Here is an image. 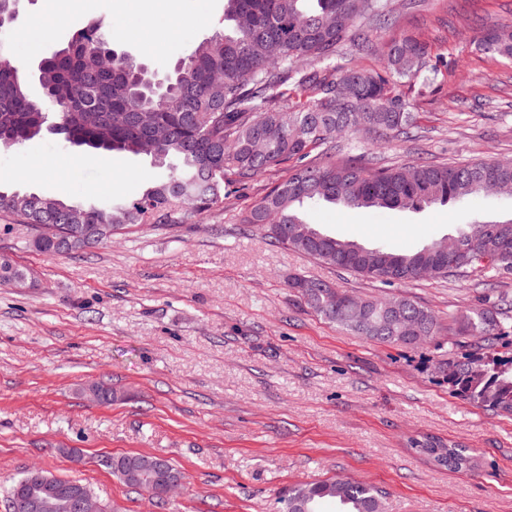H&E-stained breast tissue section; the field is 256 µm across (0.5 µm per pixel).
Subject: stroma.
Segmentation results:
<instances>
[{"label":"stroma","mask_w":512,"mask_h":512,"mask_svg":"<svg viewBox=\"0 0 512 512\" xmlns=\"http://www.w3.org/2000/svg\"><path fill=\"white\" fill-rule=\"evenodd\" d=\"M125 7L66 0L27 71L94 16L106 19L114 49L162 72L223 27L224 0H180L175 38L150 49L124 29ZM201 11L207 19L195 21ZM471 15L512 23V0H430L400 12L394 34L426 40L448 70L430 93L403 88L417 101L416 140L343 137L338 157L385 167L512 157V60L478 50ZM287 174L281 165L254 177L201 223L145 224L68 255L36 251L24 225L0 219V255L37 272L36 287L0 286V481L40 467L90 484L121 512H279L289 487L329 478L383 491L384 512H512V417L454 395L437 365L448 346L470 350L458 320L512 294V275L388 286L243 233L239 214ZM166 175L149 158L107 159L48 132L0 149V186L85 205L130 200ZM510 215L512 198L494 195L418 213L309 211L333 236L394 249ZM296 273L359 298L405 295L437 315L440 333L416 345L366 340L296 297L286 284ZM97 381L111 386L112 404L86 394ZM427 438L470 449L474 465L438 467L411 447ZM105 454L167 459L184 483L157 505L97 466Z\"/></svg>","instance_id":"stroma-1"}]
</instances>
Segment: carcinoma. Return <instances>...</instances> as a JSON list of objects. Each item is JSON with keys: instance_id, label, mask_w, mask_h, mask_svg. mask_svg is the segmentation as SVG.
<instances>
[{"instance_id": "cac0c4a2", "label": "carcinoma", "mask_w": 512, "mask_h": 512, "mask_svg": "<svg viewBox=\"0 0 512 512\" xmlns=\"http://www.w3.org/2000/svg\"><path fill=\"white\" fill-rule=\"evenodd\" d=\"M19 0H0V148L20 147L49 129L68 142L106 155H144L166 167V179L137 198L100 206L69 204L35 192L0 189V214L31 232L29 244L47 255L79 250L72 236L51 231L70 224H98L104 230L140 224H195L224 200L246 189L258 173L289 164L277 182L239 217L244 230L330 267L388 285L406 286L419 278L418 267L431 263L430 276L445 278L470 270L512 271V217L502 234H487L485 221L465 224L454 238L456 259L439 264L429 242L408 250L366 247L321 232L307 220L317 204L347 208L418 210L454 204L490 191L512 197V158L466 164L425 161L397 167H371L336 158L338 134L375 132L412 137L418 127L415 101L400 91L405 83L423 95L442 70L431 61L425 41L413 35H384L399 12L394 0H224V29L179 57L162 89L148 85L147 63L114 53L104 19L95 17L74 31L67 44L40 60L37 77L44 96L30 98L27 75L7 56L4 35L16 19ZM482 27L478 45L512 59V24ZM371 50L374 68L339 63L345 47ZM29 270L0 258V286L23 288ZM288 288L318 316L370 341L412 345L405 326L430 341L439 333L437 316L406 297L368 298L351 307L340 303L344 291L320 279L295 275ZM512 300L479 307L466 315L459 333L474 339L472 352H442L445 382L458 397L512 416V358L497 355L495 344L512 334L506 325ZM100 403L112 402V387L88 386ZM415 449L451 470L472 461L466 448L436 441H415ZM125 486L163 500L169 473L182 472L166 459L142 454L97 460ZM29 471L0 486L9 502L20 493L42 496L66 485L95 491L79 480L40 470L41 480L26 481ZM280 512H384L373 487L327 479L288 488Z\"/></svg>"}]
</instances>
